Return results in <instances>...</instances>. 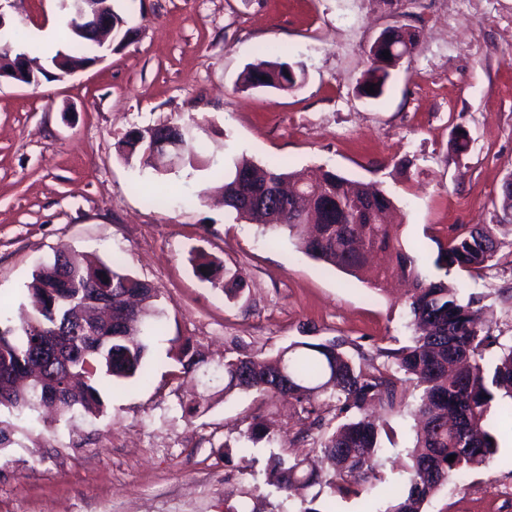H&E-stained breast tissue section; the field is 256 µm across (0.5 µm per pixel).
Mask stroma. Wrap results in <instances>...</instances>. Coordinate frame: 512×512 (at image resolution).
Segmentation results:
<instances>
[{
	"instance_id": "obj_1",
	"label": "stroma",
	"mask_w": 512,
	"mask_h": 512,
	"mask_svg": "<svg viewBox=\"0 0 512 512\" xmlns=\"http://www.w3.org/2000/svg\"><path fill=\"white\" fill-rule=\"evenodd\" d=\"M130 34L106 60L62 80L0 81V317L19 323L34 270L66 248L148 281L166 310L148 358L149 383L102 388L104 411L54 419L39 410L16 420L0 409L11 444L0 450V512H386L405 486L416 439L418 392L407 388L388 415L391 438L361 496L292 494L265 483L268 458L307 453L320 433L288 401L261 404L225 393L221 370L234 347L269 357L294 341L345 340L367 369L412 334L398 279L356 278L312 259L287 233H264L224 207L213 169L245 157L311 173L329 169L383 188L400 237L432 268L450 236L498 220L512 175V0H112ZM5 12L43 57L44 36L65 48L59 0H13ZM402 25L415 48L381 96L360 87L371 44ZM281 59L305 78L292 92L243 88L248 65ZM190 128L196 166L168 155L163 171L125 159L135 129ZM472 138L466 154L449 141ZM166 193L152 206L143 194ZM474 273L437 270L479 300L500 343L512 344V232ZM205 253L236 271L239 299L200 281ZM191 339L205 362L170 378L175 338ZM202 411L189 418L184 403ZM493 404L487 422L493 465L460 471L425 512H512V422ZM262 415L276 443L247 444Z\"/></svg>"
}]
</instances>
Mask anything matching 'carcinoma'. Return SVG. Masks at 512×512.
I'll use <instances>...</instances> for the list:
<instances>
[{
  "mask_svg": "<svg viewBox=\"0 0 512 512\" xmlns=\"http://www.w3.org/2000/svg\"><path fill=\"white\" fill-rule=\"evenodd\" d=\"M384 40L370 47L372 66L365 85H375L373 97L380 96L399 61L411 52L415 34L393 25L382 31ZM65 50L50 58L59 78L78 65L91 61L99 45L75 30L68 20ZM389 51V58L382 52ZM27 54L22 34L10 25L0 32V67ZM304 79V70L287 61H271L246 70V88L292 91ZM172 130L167 124L143 129L139 137L129 135L122 143L127 156L147 152L143 138ZM224 206L237 215L269 230H283L306 255L353 276L366 272L367 255L387 250L394 265L378 272V282L388 274L410 281L407 306L418 334L410 344L389 353V365L366 371L362 363L347 355L343 343L294 341L269 360L236 351L224 358V392H254L270 404L286 398L323 430L310 449L311 456L290 460L282 454L270 456L271 485L281 492L296 483L319 486L312 499L329 489L331 496L363 493L361 481L374 468L381 452L380 438L385 422L369 412L371 408L393 411L400 407L399 392L405 379L422 389L415 416L420 424L410 463L406 487L395 495L386 512H424L423 507L436 490L455 472L488 466L497 453V442L487 428L492 402L499 392L512 398V345L489 363L484 353L497 344L484 324L483 308L460 298L458 289L434 279L407 251L392 225L386 223L393 207L388 193L326 170L319 182L307 179L301 170L289 171L282 164L259 167L248 159L221 170ZM500 248L493 227L473 224L448 239L434 261L438 269L457 267L479 270L493 260ZM197 276L228 299L241 292L237 274L204 253L194 258ZM92 288H106L112 304L122 306L129 295L139 297L140 307L123 327L110 329L98 318L96 308L85 303ZM30 314L21 326L0 325V408L22 419L39 407L41 394L55 405L58 417L76 411L97 416L104 403L98 388L102 378L113 381L149 380L147 356L154 337L162 330L164 308L158 294L145 281L131 275L122 257L112 264L76 265L60 253L53 263L40 267L27 286ZM53 340L66 352L40 386L20 387L17 381L30 369V354L38 342ZM173 376L188 375L203 363L198 348L189 340L172 348ZM334 400L333 415L323 416L322 396ZM245 437L274 441L260 417L253 418ZM455 461H447L448 456Z\"/></svg>",
  "mask_w": 512,
  "mask_h": 512,
  "instance_id": "carcinoma-1",
  "label": "carcinoma"
}]
</instances>
